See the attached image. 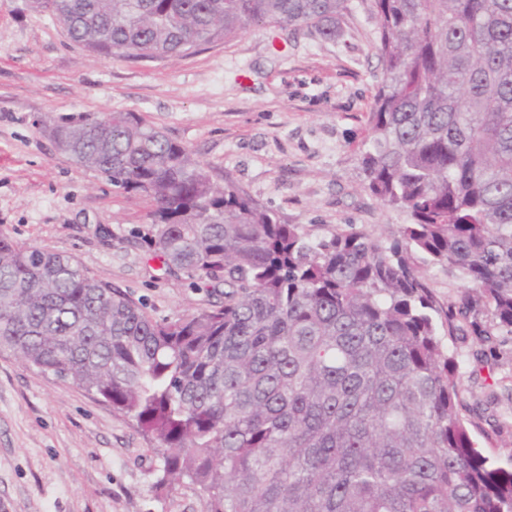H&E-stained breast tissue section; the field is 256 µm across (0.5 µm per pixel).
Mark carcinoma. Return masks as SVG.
I'll return each mask as SVG.
<instances>
[{
    "label": "carcinoma",
    "instance_id": "cac0c4a2",
    "mask_svg": "<svg viewBox=\"0 0 512 512\" xmlns=\"http://www.w3.org/2000/svg\"><path fill=\"white\" fill-rule=\"evenodd\" d=\"M105 58L186 56L254 26L333 41L348 0H35ZM383 65L358 158L405 211L389 243L313 237L136 112L48 116L75 164L147 197L167 266L224 300L152 319L71 256L0 235V348L128 418L154 487L201 512H512L446 339L512 335V0H368ZM457 270L440 317L417 258Z\"/></svg>",
    "mask_w": 512,
    "mask_h": 512
}]
</instances>
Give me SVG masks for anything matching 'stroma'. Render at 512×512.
Segmentation results:
<instances>
[{
  "instance_id": "obj_1",
  "label": "stroma",
  "mask_w": 512,
  "mask_h": 512,
  "mask_svg": "<svg viewBox=\"0 0 512 512\" xmlns=\"http://www.w3.org/2000/svg\"><path fill=\"white\" fill-rule=\"evenodd\" d=\"M375 31L350 0L333 41L254 27L188 56L107 59L49 14L0 0V235L73 256L158 321L219 301L223 284L170 271L153 251L148 200L75 165L40 129L49 115L137 112L282 223L314 237L349 227L399 237L407 215L371 197L358 168L382 69ZM420 270L441 306L460 304L458 271ZM453 348L465 400L512 422V336L485 352L459 336ZM157 466L109 404L0 351V512H201L187 486L157 494Z\"/></svg>"
}]
</instances>
